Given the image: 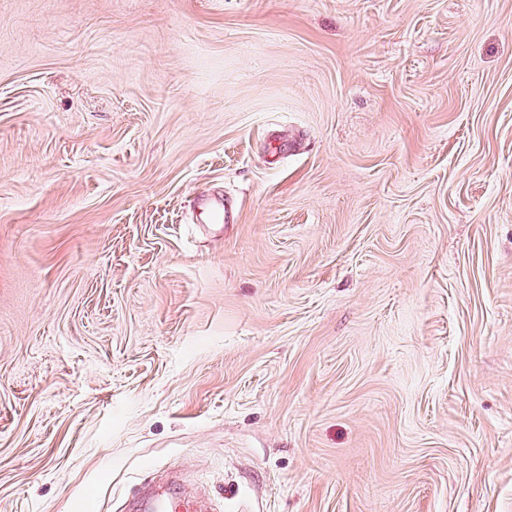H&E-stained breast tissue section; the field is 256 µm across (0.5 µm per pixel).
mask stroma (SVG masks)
I'll return each mask as SVG.
<instances>
[{"mask_svg":"<svg viewBox=\"0 0 512 512\" xmlns=\"http://www.w3.org/2000/svg\"><path fill=\"white\" fill-rule=\"evenodd\" d=\"M151 475L512 512V0H0V512Z\"/></svg>","mask_w":512,"mask_h":512,"instance_id":"stroma-1","label":"stroma"}]
</instances>
